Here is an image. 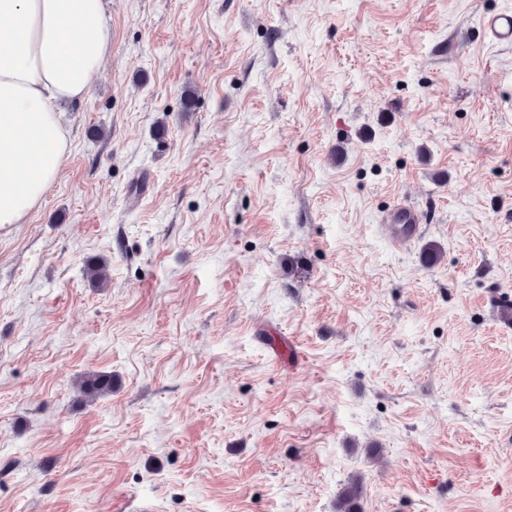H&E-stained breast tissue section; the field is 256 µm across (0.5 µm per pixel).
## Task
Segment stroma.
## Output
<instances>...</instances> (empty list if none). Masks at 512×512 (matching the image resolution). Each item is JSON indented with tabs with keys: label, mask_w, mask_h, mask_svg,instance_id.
Wrapping results in <instances>:
<instances>
[{
	"label": "stroma",
	"mask_w": 512,
	"mask_h": 512,
	"mask_svg": "<svg viewBox=\"0 0 512 512\" xmlns=\"http://www.w3.org/2000/svg\"><path fill=\"white\" fill-rule=\"evenodd\" d=\"M506 6L106 0L65 165L0 229V512H337L355 474L362 512H512ZM489 41L498 45H512V12L496 11L482 19ZM379 223L391 248L399 251L420 236L419 224L423 223L422 211L411 201L397 200L382 212ZM112 375L108 372H91L76 380L77 389L84 395L96 398L112 393Z\"/></svg>",
	"instance_id": "stroma-1"
}]
</instances>
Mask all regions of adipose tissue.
Here are the masks:
<instances>
[{
	"label": "adipose tissue",
	"instance_id": "1",
	"mask_svg": "<svg viewBox=\"0 0 512 512\" xmlns=\"http://www.w3.org/2000/svg\"><path fill=\"white\" fill-rule=\"evenodd\" d=\"M104 0H0V227L24 223L60 173L66 104L106 62Z\"/></svg>",
	"mask_w": 512,
	"mask_h": 512
}]
</instances>
